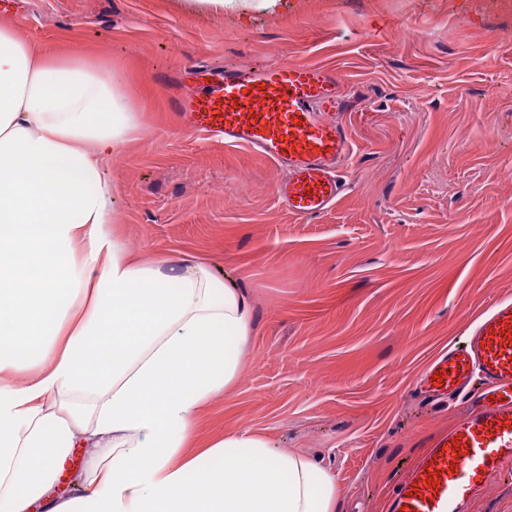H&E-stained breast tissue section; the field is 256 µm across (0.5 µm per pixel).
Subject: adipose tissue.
I'll return each mask as SVG.
<instances>
[{
    "label": "adipose tissue",
    "mask_w": 512,
    "mask_h": 512,
    "mask_svg": "<svg viewBox=\"0 0 512 512\" xmlns=\"http://www.w3.org/2000/svg\"><path fill=\"white\" fill-rule=\"evenodd\" d=\"M136 128L118 73L0 24V502L9 512H336L333 475L240 430L193 452L252 312L199 263L136 261L100 161ZM80 494L47 500L74 448Z\"/></svg>",
    "instance_id": "obj_1"
}]
</instances>
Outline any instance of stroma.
<instances>
[{
	"instance_id": "1",
	"label": "stroma",
	"mask_w": 512,
	"mask_h": 512,
	"mask_svg": "<svg viewBox=\"0 0 512 512\" xmlns=\"http://www.w3.org/2000/svg\"><path fill=\"white\" fill-rule=\"evenodd\" d=\"M22 41L119 72L137 127L103 163L112 223L143 260L236 286L254 319L235 384L197 441L251 429L336 479L338 512H386L464 409L423 402L425 364L512 300V0H20ZM322 65L352 100L345 190L290 214L286 171L185 129L173 78L197 63ZM469 512H512V467Z\"/></svg>"
}]
</instances>
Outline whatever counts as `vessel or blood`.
<instances>
[{
    "label": "vessel or blood",
    "instance_id": "obj_1",
    "mask_svg": "<svg viewBox=\"0 0 512 512\" xmlns=\"http://www.w3.org/2000/svg\"><path fill=\"white\" fill-rule=\"evenodd\" d=\"M176 105L189 126L288 169L277 195L292 214L315 217L342 191L337 169L351 152L342 117L351 107L342 78L322 66L273 64L185 71ZM420 394L430 402L471 401L434 437L392 491L388 512H467L490 477L512 462V301L493 303L463 346L430 361ZM435 485H428L429 471Z\"/></svg>",
    "mask_w": 512,
    "mask_h": 512
}]
</instances>
